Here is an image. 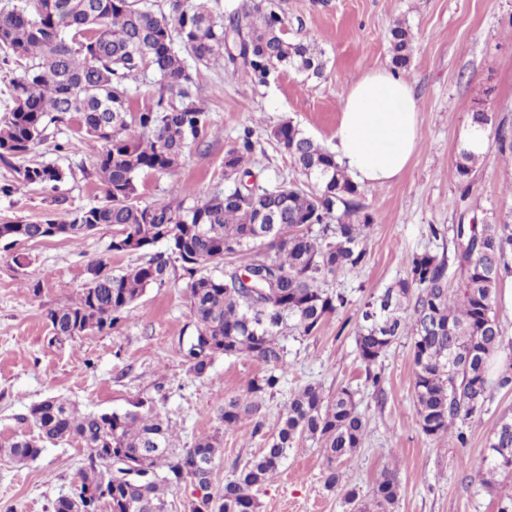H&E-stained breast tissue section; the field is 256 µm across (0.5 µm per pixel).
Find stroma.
<instances>
[{
  "mask_svg": "<svg viewBox=\"0 0 512 512\" xmlns=\"http://www.w3.org/2000/svg\"><path fill=\"white\" fill-rule=\"evenodd\" d=\"M282 4L290 34L314 39L323 50L322 76L285 71L263 86L219 67L201 69L196 80L213 132L172 173L140 174L139 199L162 203L177 183L192 185L202 195L224 189V153L246 126L254 130L252 169L260 180L303 182L300 170L271 138V129L288 120L330 146L343 95L367 71L391 68L390 30L403 24L414 36L404 74L414 86L422 138L397 181L365 189L362 201L374 218L364 242L367 263L360 272H342L326 282L347 296V306L328 315L316 335L286 339L289 369L280 392L263 402L261 431L253 432L248 423L226 430L219 406L225 398L244 394L265 366L245 355H220L204 376L189 373L182 349L194 334V323L180 271H172L165 285L147 288L139 309L112 330L89 331L59 346L49 342L46 314L77 297L89 264L104 259L118 271L145 262V254L109 251L113 232L108 227L78 242L53 237L0 243V448L36 436L30 410L52 397L83 413L120 412L149 399L171 422L179 447H193L200 437L222 432L223 451L212 475L218 489L237 466L266 448L293 392L318 384L332 394L347 386L356 393L367 436L344 466L346 485L368 497L382 472L390 471L401 488L394 512H498L501 498L512 495V477H497L488 488L470 464L486 453L498 419L512 417V391L494 393L472 419L467 447H457L452 435L428 438L413 410L409 337L391 345L375 388L356 351L354 332L370 294L406 277L409 253L452 255V235L432 238L430 225H512V155L500 153L490 141L475 165L470 189L462 188L456 173L472 112L484 110L493 124L512 128V0ZM97 148L92 141L76 142L70 128L59 126L49 128L33 151L0 161V186L16 183L19 169L38 163L66 173L57 191L26 185L11 196L0 195V224H37L51 214L100 202ZM322 461L317 442H297L278 474L256 489L259 512H349L346 486L325 487ZM88 464L87 449L75 440L47 445L27 462L0 451V512H54Z\"/></svg>",
  "mask_w": 512,
  "mask_h": 512,
  "instance_id": "stroma-1",
  "label": "stroma"
}]
</instances>
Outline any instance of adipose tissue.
I'll use <instances>...</instances> for the list:
<instances>
[{
  "label": "adipose tissue",
  "mask_w": 512,
  "mask_h": 512,
  "mask_svg": "<svg viewBox=\"0 0 512 512\" xmlns=\"http://www.w3.org/2000/svg\"><path fill=\"white\" fill-rule=\"evenodd\" d=\"M420 139L411 82L374 69L346 91L331 151L354 182L384 187L404 172Z\"/></svg>",
  "instance_id": "adipose-tissue-1"
}]
</instances>
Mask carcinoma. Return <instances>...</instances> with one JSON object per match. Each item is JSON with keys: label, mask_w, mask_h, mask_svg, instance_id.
Returning a JSON list of instances; mask_svg holds the SVG:
<instances>
[{"label": "carcinoma", "mask_w": 512, "mask_h": 512, "mask_svg": "<svg viewBox=\"0 0 512 512\" xmlns=\"http://www.w3.org/2000/svg\"><path fill=\"white\" fill-rule=\"evenodd\" d=\"M392 63L407 68L413 35L401 24L391 30ZM0 51L25 61L11 82V106L0 121V160L26 154L50 126H71L79 140L100 143L95 168L103 200L68 210L40 224H0V242H35L61 236L77 242L100 227L112 228L115 253L162 252L115 272L99 259L88 268L79 298L48 311L51 342L62 344L88 331L106 332L137 307L148 286L165 283L171 262L188 278L195 333L183 349L189 372L200 377L219 355H246L266 365L243 397L224 399V427L263 426L259 411L275 396L287 372L282 339L313 336L326 316L346 307L341 292L323 288L344 270L367 262L363 241L373 217L360 202V186L337 165L333 154L289 121L272 130L306 183L267 185L246 167L254 151L246 128L224 153V179L232 187L204 199L194 187L176 185L162 204H143L136 179L167 173L185 153L211 135L208 112L196 100L187 61L195 67L220 65L265 84L281 71L319 77L323 51L308 38L291 37L278 0H245L226 14L211 0H25L0 10ZM149 103L132 104L141 93ZM135 126L138 134L129 133ZM476 154L464 148L456 163L460 184L470 186ZM23 184L55 189L65 173L50 163L27 166ZM267 225L259 237L256 229ZM452 258L429 251L408 257V274L367 301L357 318L355 343L367 367L377 364L401 336L411 338L415 366L414 409L425 436L434 439L456 428L465 448L463 425L482 413L495 389L512 390V356L492 372L504 349L495 308L497 286L512 273V226L458 224ZM457 287H448V276ZM249 280H244V277ZM37 436L10 443L5 452L19 461L38 458L44 443L76 440L89 451L88 469L55 512H99L112 496V512H169L172 488L191 481L203 495L184 512H258L254 488L274 477L299 440L323 449L325 486L342 479L341 465L362 447L366 423L356 392L342 387L328 398L317 385L293 393L277 433L220 491L212 488L221 435L201 437L192 448L173 443L169 422L138 400L122 413L81 414L68 403L46 399L30 410ZM476 469L491 483L512 474V418L492 430L488 453ZM145 475L130 482L125 474ZM400 495L393 474L376 480L366 501L352 487L344 500L355 512H392Z\"/></svg>", "instance_id": "obj_1"}]
</instances>
